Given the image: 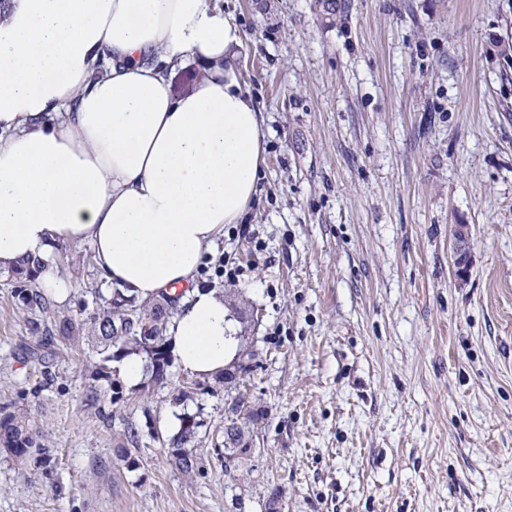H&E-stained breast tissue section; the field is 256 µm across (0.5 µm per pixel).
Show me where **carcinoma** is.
<instances>
[{
  "label": "carcinoma",
  "instance_id": "obj_1",
  "mask_svg": "<svg viewBox=\"0 0 512 512\" xmlns=\"http://www.w3.org/2000/svg\"><path fill=\"white\" fill-rule=\"evenodd\" d=\"M319 4L323 14L328 17L344 14L350 9L349 0H319ZM42 265V260L28 258L11 270L15 297L27 309L40 312L50 306L49 298L37 286ZM95 292L98 293L102 306L85 323H76L66 318L60 321L59 338L68 342L77 341L80 339V331L88 329L103 346L99 351L102 355L101 363L96 366L98 374L105 373L108 363L121 359L130 352H141L149 360L151 383L164 384L168 380L172 361L163 331L166 329L169 309L173 308L175 301L164 296L152 304L145 302L135 305V298L125 295L119 288L108 297L99 288ZM178 421V431L172 438V456L176 466L189 474L197 467L198 460L195 449L186 447V444L195 437L199 421L188 412L178 415ZM244 440L241 427L232 423L224 428V450L229 454L236 453V449L240 447H247ZM34 445L29 420L24 415L9 411L0 417L1 447L13 456L23 459Z\"/></svg>",
  "mask_w": 512,
  "mask_h": 512
}]
</instances>
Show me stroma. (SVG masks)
Wrapping results in <instances>:
<instances>
[{
    "mask_svg": "<svg viewBox=\"0 0 512 512\" xmlns=\"http://www.w3.org/2000/svg\"><path fill=\"white\" fill-rule=\"evenodd\" d=\"M266 165L200 285L224 294L239 381L179 365L128 385L56 338L102 287L89 243L57 251L50 312L0 272V407L36 440L0 447V512H512V0H220ZM472 263L452 269L455 225ZM186 400H179L180 391ZM261 410L224 461L228 406ZM197 414L200 458L170 439ZM179 428L172 438V456L175 464L184 473L190 474L198 465L197 455L194 448H185V445L195 437L199 421L195 414L184 412L177 417Z\"/></svg>",
    "mask_w": 512,
    "mask_h": 512,
    "instance_id": "35a3bbf8",
    "label": "stroma"
}]
</instances>
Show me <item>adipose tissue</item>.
Masks as SVG:
<instances>
[{"instance_id": "1", "label": "adipose tissue", "mask_w": 512, "mask_h": 512, "mask_svg": "<svg viewBox=\"0 0 512 512\" xmlns=\"http://www.w3.org/2000/svg\"><path fill=\"white\" fill-rule=\"evenodd\" d=\"M243 44L217 0H0V270L41 259L40 284L66 298L53 256L86 241L127 295L185 286L168 343L202 378L239 339L198 271L266 164L265 119L236 68Z\"/></svg>"}]
</instances>
